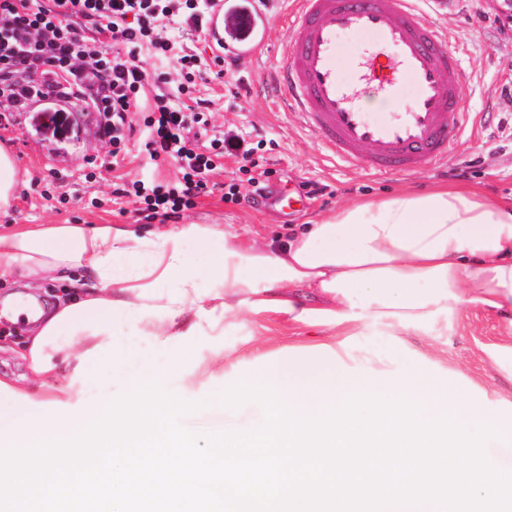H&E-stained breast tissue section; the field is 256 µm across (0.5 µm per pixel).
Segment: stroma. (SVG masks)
<instances>
[{
	"label": "stroma",
	"mask_w": 512,
	"mask_h": 512,
	"mask_svg": "<svg viewBox=\"0 0 512 512\" xmlns=\"http://www.w3.org/2000/svg\"><path fill=\"white\" fill-rule=\"evenodd\" d=\"M294 8V0H260V16L271 29L268 46L254 55L225 53L220 67L200 32L178 22L169 24L175 41L202 59L194 96L205 100L217 134L243 136L258 163L272 171L269 198L258 197L245 184L239 202L228 203L223 185L230 182L237 165L225 159L223 168L212 176L213 193L184 211L181 223L229 224L258 239L284 235L293 225L313 223L336 206L360 198L385 197L405 185L425 192L439 183H454V173L460 169L466 172L463 184L512 198V37L486 0H450L445 9L430 15L433 24L451 36V47L460 59L463 134L444 161L383 175L332 156L297 115L285 111L264 89L269 72L282 61V45L297 36L289 22ZM100 121L97 113L87 112L60 132L33 112L0 118V145L8 147L25 178L12 205L0 210L1 228L121 224L141 235L164 229V222L140 219L135 203L116 198L112 184L119 177L171 181L177 174L175 166L150 160L134 141L124 160L113 163L112 147L99 135ZM511 336L512 328L499 319L469 308L449 322L447 336H410L401 342L373 330L354 337L349 352L355 362H386L397 369L431 358L438 361L440 371L462 372L466 385L508 394L512 381L490 364L481 347ZM325 338L318 328L292 329L285 315L275 310L226 321L223 335L181 337L193 357L178 365L174 390L191 398L216 387L221 376H232L224 354L250 359L284 356ZM25 343L23 325L0 317V374L27 386L31 380L21 357Z\"/></svg>",
	"instance_id": "35a3bbf8"
}]
</instances>
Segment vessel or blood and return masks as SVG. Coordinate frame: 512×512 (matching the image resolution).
<instances>
[{"instance_id":"vessel-or-blood-1","label":"vessel or blood","mask_w":512,"mask_h":512,"mask_svg":"<svg viewBox=\"0 0 512 512\" xmlns=\"http://www.w3.org/2000/svg\"><path fill=\"white\" fill-rule=\"evenodd\" d=\"M224 0L205 22L215 55L225 46L257 52L266 40L242 0ZM298 37L282 51L271 83L288 109L298 113L325 148L352 165L380 174L415 171L443 160L460 133L459 59L444 33L416 0H296ZM343 34H366L394 49L390 68L375 51L359 48L351 61L353 81L340 75L336 56ZM415 93L405 111L372 118L360 98L373 85L387 99L405 84Z\"/></svg>"}]
</instances>
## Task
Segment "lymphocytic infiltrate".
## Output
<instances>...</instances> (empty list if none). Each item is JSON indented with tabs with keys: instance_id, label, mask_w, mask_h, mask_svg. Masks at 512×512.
Wrapping results in <instances>:
<instances>
[{
	"instance_id": "1",
	"label": "lymphocytic infiltrate",
	"mask_w": 512,
	"mask_h": 512,
	"mask_svg": "<svg viewBox=\"0 0 512 512\" xmlns=\"http://www.w3.org/2000/svg\"><path fill=\"white\" fill-rule=\"evenodd\" d=\"M209 9L207 0H0V112H24L32 101L54 98L99 113L116 157L128 151L130 114L141 112V150L174 161L179 176L167 185L126 181L115 193L137 198L151 219H177L210 193L216 161L226 155L240 156L249 185L262 191L265 181L250 174V151L217 136L200 146L208 135L206 111L175 100L189 93L201 61L167 36V24L179 18L202 29ZM143 52L175 60L181 76L176 93L155 94L146 106L140 99L147 72L137 62Z\"/></svg>"
}]
</instances>
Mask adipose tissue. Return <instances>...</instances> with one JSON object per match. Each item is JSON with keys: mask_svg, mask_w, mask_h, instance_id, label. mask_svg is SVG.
I'll use <instances>...</instances> for the list:
<instances>
[{"mask_svg": "<svg viewBox=\"0 0 512 512\" xmlns=\"http://www.w3.org/2000/svg\"><path fill=\"white\" fill-rule=\"evenodd\" d=\"M219 251L198 256L213 242ZM80 269L89 282L77 298L44 309L26 294L0 314L24 321L23 353L36 390L0 376V403L27 416L0 429V447L67 436L104 415L87 404L91 364H112L124 382L172 369L152 355L133 359L129 340L152 336L158 349L173 337L220 336L227 316L276 309L298 326L333 329L338 339L310 353L251 360L242 379L274 386L299 416L343 394H405L433 417L486 421L512 438V409L487 404L433 363L396 371H359L344 339L377 325L391 333H448V321L474 306L512 325V203L472 188L440 186L381 201L342 206L300 229L279 249L220 224H179L139 236L109 224H28L0 232V281L23 275L31 288Z\"/></svg>", "mask_w": 512, "mask_h": 512, "instance_id": "adipose-tissue-1", "label": "adipose tissue"}]
</instances>
